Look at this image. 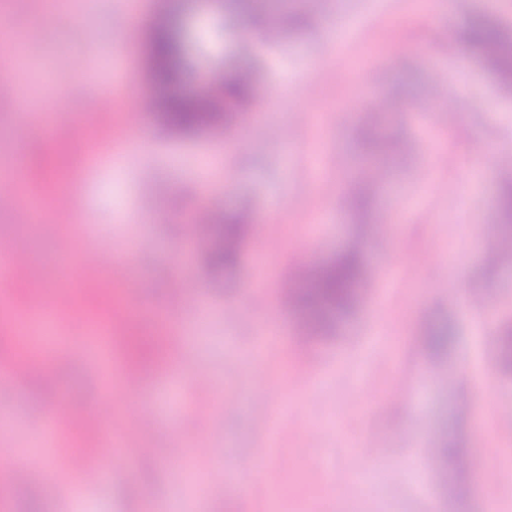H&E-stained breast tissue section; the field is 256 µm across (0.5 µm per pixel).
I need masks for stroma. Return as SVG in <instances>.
<instances>
[{
    "label": "stroma",
    "mask_w": 512,
    "mask_h": 512,
    "mask_svg": "<svg viewBox=\"0 0 512 512\" xmlns=\"http://www.w3.org/2000/svg\"><path fill=\"white\" fill-rule=\"evenodd\" d=\"M127 2L95 0L82 16L60 0H9L17 34L37 28L42 39L17 41L18 63L0 79V175L22 164L31 177L16 190L49 207L66 194L71 213L68 222L37 230L0 209V242L24 253L29 278L46 283L51 296L60 284L51 256L77 267L90 248L111 253L103 279L114 292L147 281L138 305L172 321L137 320L130 329L163 337L155 372L168 382L114 398L78 346L82 327L57 325L68 345L35 362L29 379L0 402V512H26L32 498L40 512H175L185 502L193 512H270L274 496L281 512H483L488 493L500 512H512V429L505 425L512 377L498 363L500 333L512 323V269L486 268L485 254L499 240L497 174L488 172L473 191L464 181L473 160L512 148V91L436 39L456 40L470 13L512 26V0H440L427 15L410 0H338L342 38L324 22L259 51L247 19L224 0H146L130 23ZM173 8L193 76L170 93L199 90V75L220 70L225 59L256 63V100L237 125L182 139L150 113L133 112L155 92L143 36ZM85 25L94 44L79 42ZM97 47L111 50L123 70L91 83L84 73ZM310 81L315 92L301 93ZM93 94L111 96V112H88ZM380 98L393 108L380 114L378 134L403 153L375 197L373 225L362 228L338 195L365 111ZM427 101L452 102L458 128L445 113L418 112ZM434 153L445 164L430 166ZM411 190L417 201L408 199ZM202 206L245 213L253 224L238 266L221 277L203 265L207 241L189 233ZM358 239L377 278L334 328L305 336L280 297L283 282L295 265L324 261ZM461 250L465 265L450 275ZM474 290L494 310L481 335L460 303ZM445 323L455 328L453 344L428 353V328ZM261 336L267 342L254 362ZM402 372L414 387L391 399ZM201 374L208 386L199 385ZM64 401L86 418L81 437L44 433V410ZM107 404L121 423L147 405L155 416L126 434L104 482L71 492L61 475L72 469V453L94 446ZM448 432L471 461L449 477L424 455ZM189 443L218 453L185 464L181 486L168 450ZM25 448L43 463L17 492L9 472ZM244 458L257 467L241 477L236 466ZM489 468L500 479L488 489ZM340 476L361 479L360 491H340Z\"/></svg>",
    "instance_id": "obj_1"
}]
</instances>
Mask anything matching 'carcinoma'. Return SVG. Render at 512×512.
<instances>
[{
	"mask_svg": "<svg viewBox=\"0 0 512 512\" xmlns=\"http://www.w3.org/2000/svg\"><path fill=\"white\" fill-rule=\"evenodd\" d=\"M237 11L249 15L257 29L265 25V11L273 7L288 22V31L315 25L318 17L298 8L292 0H231ZM464 51L482 61L496 79L512 88V29L497 19L476 15L466 23ZM146 54L154 85L163 90L188 77L183 34L170 17L154 23L146 43ZM257 72L253 63L238 60L224 66L220 84L199 97L163 94L148 99L147 111L171 134L193 137L224 122L232 126L239 114L250 108L255 100ZM359 148L372 158L394 159L391 147L379 139L374 127L365 126ZM383 167L370 165L360 179L354 181L342 196V204L359 223H370L376 185ZM496 221L502 228L500 248L491 252L488 265L506 268L512 265V167L500 175ZM249 232L248 219L241 213H224V223L210 225L211 244L206 256L210 273L221 274L236 265L241 246ZM370 277L362 248L353 245L335 257L313 266L304 267L300 285L289 293L290 305L303 325L312 333L330 330L355 306L360 286ZM126 346L132 363L144 367L156 355V347L135 336ZM500 362L506 373L512 375V325L501 332ZM431 460L436 469L448 472V466L462 469L467 465L460 453H451L456 447L450 437L435 440Z\"/></svg>",
	"mask_w": 512,
	"mask_h": 512,
	"instance_id": "carcinoma-1",
	"label": "carcinoma"
}]
</instances>
